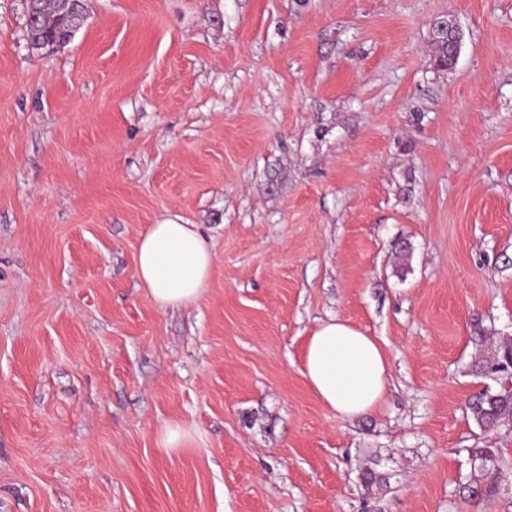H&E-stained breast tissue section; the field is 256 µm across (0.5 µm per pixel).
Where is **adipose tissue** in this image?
<instances>
[{"mask_svg": "<svg viewBox=\"0 0 512 512\" xmlns=\"http://www.w3.org/2000/svg\"><path fill=\"white\" fill-rule=\"evenodd\" d=\"M214 254L197 225L152 224L139 242L135 276L159 306L196 303L209 285ZM302 374L314 396L354 419L378 409L388 390L385 350L349 321L332 317L309 336Z\"/></svg>", "mask_w": 512, "mask_h": 512, "instance_id": "1", "label": "adipose tissue"}]
</instances>
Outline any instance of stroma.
<instances>
[{
    "label": "stroma",
    "mask_w": 512,
    "mask_h": 512,
    "mask_svg": "<svg viewBox=\"0 0 512 512\" xmlns=\"http://www.w3.org/2000/svg\"><path fill=\"white\" fill-rule=\"evenodd\" d=\"M87 7L41 54L0 0V512H512L468 408L512 343V0ZM165 220L214 253L186 307L135 277ZM334 316L389 361L353 420L302 375ZM431 27L444 31L447 36H435L434 41V63L438 69L447 70L454 64L455 53L457 48L456 34L449 29H458L459 26L456 17L451 13H442L434 16L430 21Z\"/></svg>",
    "instance_id": "35a3bbf8"
}]
</instances>
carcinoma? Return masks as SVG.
<instances>
[{"label": "carcinoma", "instance_id": "1", "mask_svg": "<svg viewBox=\"0 0 512 512\" xmlns=\"http://www.w3.org/2000/svg\"><path fill=\"white\" fill-rule=\"evenodd\" d=\"M86 12V0H32L27 15L30 44L41 51L64 46L78 31L80 14ZM457 43L453 31L434 41V63L441 70L454 64ZM512 355V345L501 346L478 361L479 372L495 380H504L498 389L483 390L469 404L474 421L490 430L501 422L512 421V375L503 371L502 363Z\"/></svg>", "mask_w": 512, "mask_h": 512}]
</instances>
